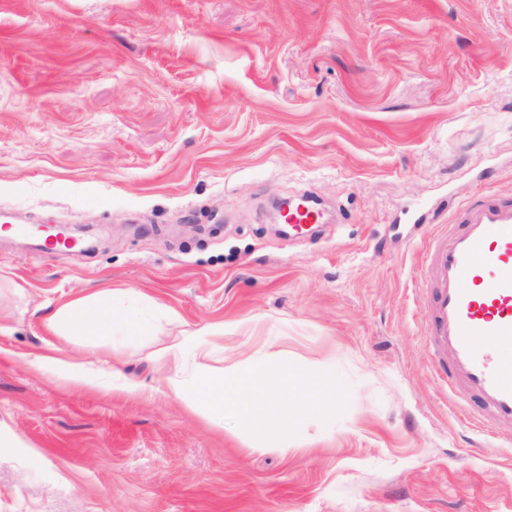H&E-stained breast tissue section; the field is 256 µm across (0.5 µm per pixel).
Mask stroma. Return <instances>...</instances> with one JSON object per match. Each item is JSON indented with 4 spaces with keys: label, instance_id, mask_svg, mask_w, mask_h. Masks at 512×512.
Segmentation results:
<instances>
[{
    "label": "stroma",
    "instance_id": "stroma-1",
    "mask_svg": "<svg viewBox=\"0 0 512 512\" xmlns=\"http://www.w3.org/2000/svg\"><path fill=\"white\" fill-rule=\"evenodd\" d=\"M313 190L316 236L273 204ZM512 197V0H0V512H512V424L473 426L432 369V224ZM34 224L94 242L47 251ZM129 289L138 336H53ZM268 353L321 410L281 438L166 395ZM120 358L132 393L29 360ZM224 322L220 325H209L202 329L184 330L181 333V339L176 343L162 349L157 357L174 359L183 358L187 350L193 352V357L206 358L210 354V345L213 339L224 337Z\"/></svg>",
    "mask_w": 512,
    "mask_h": 512
}]
</instances>
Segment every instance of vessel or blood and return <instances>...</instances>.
I'll use <instances>...</instances> for the list:
<instances>
[{
  "mask_svg": "<svg viewBox=\"0 0 512 512\" xmlns=\"http://www.w3.org/2000/svg\"><path fill=\"white\" fill-rule=\"evenodd\" d=\"M323 220L307 203L288 211L301 231ZM421 267L434 368L475 425L512 423V201L483 194L434 225Z\"/></svg>",
  "mask_w": 512,
  "mask_h": 512,
  "instance_id": "b4317fda",
  "label": "vessel or blood"
}]
</instances>
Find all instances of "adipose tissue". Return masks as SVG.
Returning a JSON list of instances; mask_svg holds the SVG:
<instances>
[{
	"label": "adipose tissue",
	"instance_id": "1",
	"mask_svg": "<svg viewBox=\"0 0 512 512\" xmlns=\"http://www.w3.org/2000/svg\"><path fill=\"white\" fill-rule=\"evenodd\" d=\"M46 327L65 336H96L114 328L137 336L145 329L137 305L114 311L105 293L60 306L47 317ZM224 331L221 324L185 330L179 341L161 350L164 358L178 359L190 352L198 359L189 378H165L166 391L213 421L246 415L279 431L290 430L294 406H315L310 377L298 366L280 365L270 357L253 359L221 374L210 371L203 360L210 354L213 339L223 337Z\"/></svg>",
	"mask_w": 512,
	"mask_h": 512
}]
</instances>
